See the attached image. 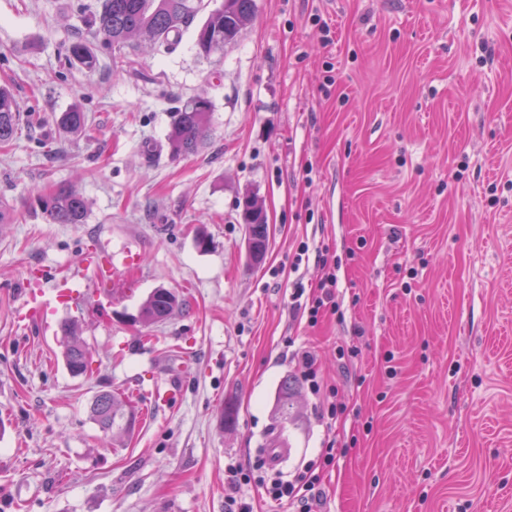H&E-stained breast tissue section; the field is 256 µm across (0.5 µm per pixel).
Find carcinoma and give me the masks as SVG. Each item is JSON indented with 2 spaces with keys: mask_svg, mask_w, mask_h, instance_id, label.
Returning a JSON list of instances; mask_svg holds the SVG:
<instances>
[{
  "mask_svg": "<svg viewBox=\"0 0 512 512\" xmlns=\"http://www.w3.org/2000/svg\"><path fill=\"white\" fill-rule=\"evenodd\" d=\"M204 0H102L88 35L108 49H121L131 42L152 47L177 42L184 28L191 26L204 9ZM256 13V0H221L197 28L195 45L198 55L208 57L213 52L237 40ZM71 55L88 70L94 69L96 58L77 38L70 47ZM209 101L201 96L185 101L171 114L167 144L176 159L197 151L210 135ZM58 124L68 133L81 134L87 129V117L78 109L61 113ZM20 126V114L9 89L0 87V145L12 142ZM37 200L46 219L53 224H82L87 215L83 195L73 186L61 184L37 191ZM249 249L265 253L269 245L267 220L246 221ZM184 298L167 288H157L146 298L133 320L156 324L167 320L183 308ZM66 342L63 358L69 372L81 376L87 372L91 352L80 341L77 328L70 322L61 325ZM297 393L296 382L285 379L279 391L278 404L283 417H288ZM90 413L105 432L113 429L127 435L136 423L135 407L122 396L101 392L93 400Z\"/></svg>",
  "mask_w": 512,
  "mask_h": 512,
  "instance_id": "cac0c4a2",
  "label": "carcinoma"
}]
</instances>
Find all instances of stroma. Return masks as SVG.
Wrapping results in <instances>:
<instances>
[{
	"label": "stroma",
	"mask_w": 512,
	"mask_h": 512,
	"mask_svg": "<svg viewBox=\"0 0 512 512\" xmlns=\"http://www.w3.org/2000/svg\"><path fill=\"white\" fill-rule=\"evenodd\" d=\"M256 4L209 57L190 27L148 52L90 42V71L69 47L100 0H0V86L23 116L0 148V512H231L234 497L289 512L226 474L275 438L283 476L334 439L314 512H512V0ZM197 96L211 135L171 158L170 114ZM75 107L86 133H60ZM63 183L84 223L36 202ZM246 193L269 224L258 263ZM303 241L328 247L341 310L314 327L288 307L295 281L324 277L290 270ZM91 251L114 256L115 287L17 322L34 267L65 279ZM160 287L186 308L132 322ZM68 321L93 356L78 377ZM296 348L346 406L333 425L305 388L292 420L276 413ZM178 372L176 399L151 408ZM103 391L132 397L131 435L91 419ZM46 219L53 224H81L87 215L83 195L73 186L61 184L41 189L36 196Z\"/></svg>",
	"instance_id": "obj_1"
}]
</instances>
